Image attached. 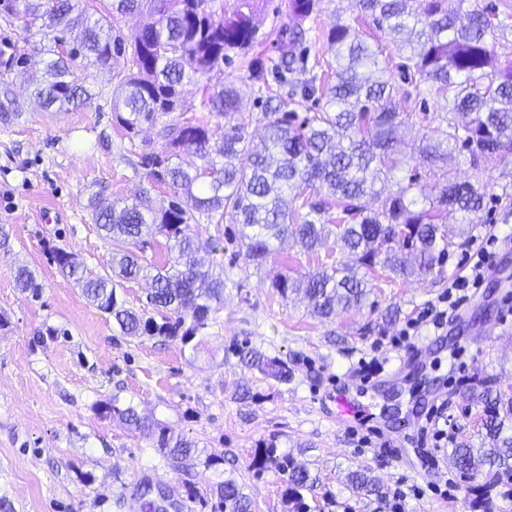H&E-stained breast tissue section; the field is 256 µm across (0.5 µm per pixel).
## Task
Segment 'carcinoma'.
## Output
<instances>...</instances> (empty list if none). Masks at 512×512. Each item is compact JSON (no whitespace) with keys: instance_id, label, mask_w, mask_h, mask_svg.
I'll use <instances>...</instances> for the list:
<instances>
[{"instance_id":"obj_1","label":"carcinoma","mask_w":512,"mask_h":512,"mask_svg":"<svg viewBox=\"0 0 512 512\" xmlns=\"http://www.w3.org/2000/svg\"><path fill=\"white\" fill-rule=\"evenodd\" d=\"M468 0H355L356 15L334 24L322 58L305 81L296 78L304 68L300 46L308 42L304 23L319 0H288L292 24L275 39L277 55L270 58L276 87L265 82V62L250 55L262 44L254 21L257 0H112V9L98 10L89 0H55L52 14L43 17V0H0V15L24 13L39 23L42 68L26 67L28 53L0 50V125L23 115L10 91V75L22 76L31 96L45 107L67 110L92 98L77 76L80 62L99 70L125 58L112 69L115 120L128 136L144 124L158 127V148L145 149L138 166L157 186L169 190V207L154 211L140 190L125 199L107 201L96 194L87 208L102 237L112 247V275L89 278L73 255L61 247L50 249L60 272L81 286L84 296L112 318L124 336H163L189 344L209 326L211 315L224 300V274L204 255L220 250L221 238L201 241L185 233L190 223L220 225L224 219L240 226L246 257L263 266L276 251L275 243L293 239L310 254L329 239L353 259L334 258L313 271L296 276L278 274L271 281L283 300L292 295L308 302L312 313L332 318L337 312L364 304L372 294V273L386 269L408 280L433 273L443 263L454 239L463 237L483 210L485 191L467 181L448 179L431 188L417 174L395 181L396 189L381 197L376 182L394 177L414 157L396 154L394 132L403 127L419 138V159L431 166L446 165L454 155L475 166L487 155L509 163L512 155V63L501 65L498 41L512 36V4L499 0L483 8L464 10ZM146 13L153 23L126 38L114 26L118 17ZM390 36L404 52L403 88L393 83L379 44L367 41L363 27ZM248 59L249 78L258 87L268 122L259 142L247 137L244 120L231 125L170 118L187 112L183 87L201 90L200 106L217 118L242 112V96L233 86L209 83V74L232 58ZM402 93L409 109L399 111L394 97ZM325 98L320 111L296 122L288 104L301 96ZM436 100L446 122L444 139L433 142L423 133L426 101ZM190 154L199 163L178 162ZM460 213L456 224L442 220V211ZM163 235L175 257L155 266L148 302L161 320L127 306L123 282L148 276L133 248L144 238ZM18 286L39 295L41 285L28 267L17 268ZM245 366L281 383L291 381L288 363L256 348L239 350ZM465 399L483 407L481 436L487 447L459 443L448 461L465 482L466 494L491 512L490 480L512 473V387L502 390L480 379ZM112 412L137 431L153 424L132 406H112ZM156 447L185 467L199 459L195 442L159 429ZM271 467L287 476L285 503L290 512H305L304 493L319 477L279 449L277 440L262 441L251 468ZM349 486L366 496L380 491L370 468L349 471ZM210 512H255L252 498L230 474L214 483Z\"/></svg>"}]
</instances>
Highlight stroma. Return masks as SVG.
Wrapping results in <instances>:
<instances>
[{
    "label": "stroma",
    "mask_w": 512,
    "mask_h": 512,
    "mask_svg": "<svg viewBox=\"0 0 512 512\" xmlns=\"http://www.w3.org/2000/svg\"><path fill=\"white\" fill-rule=\"evenodd\" d=\"M97 91L76 111L26 102L18 124L0 126V501L10 512H203L187 487L209 492L215 469L195 462L174 471L152 437L129 428L113 407L134 406L159 426L224 457L247 484L257 512H288L282 476L249 471L261 441L277 438L320 478L307 512H389L396 492L404 512H474L463 481L422 434L429 416L445 422L449 442L479 444L481 407L463 392L485 375L512 386V280L487 277L458 315L409 338L400 332L447 291L464 249L449 248L442 274L409 281L378 273L370 305L326 321L300 300L283 301L274 275L307 271L326 258L285 241L266 268L248 263L233 224H192L190 235H224V304L189 345L161 336H123L63 277L48 249L72 252L91 275L109 272L111 248L85 208L92 192L126 197L138 185L132 165L154 130L128 137L112 112L106 74L77 67ZM502 161L452 163L424 184L452 177L486 191L472 234L496 236L499 260L512 269V201L500 199ZM31 269L38 295L21 291L18 266ZM397 316L385 321L386 309ZM255 347L287 361L281 383L245 367L236 349ZM249 397H242V390ZM359 406L336 418V397ZM371 468L379 494L347 484L348 471Z\"/></svg>",
    "instance_id": "stroma-1"
}]
</instances>
